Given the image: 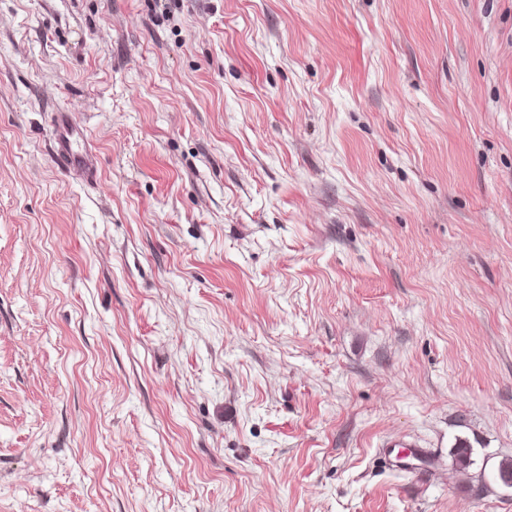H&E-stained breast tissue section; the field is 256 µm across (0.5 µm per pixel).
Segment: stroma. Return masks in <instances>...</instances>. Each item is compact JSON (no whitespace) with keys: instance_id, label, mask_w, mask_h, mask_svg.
I'll return each instance as SVG.
<instances>
[{"instance_id":"stroma-1","label":"stroma","mask_w":512,"mask_h":512,"mask_svg":"<svg viewBox=\"0 0 512 512\" xmlns=\"http://www.w3.org/2000/svg\"><path fill=\"white\" fill-rule=\"evenodd\" d=\"M506 459L512 0H0V512H512ZM53 156L69 172L79 174L87 183H98V169L88 149L75 146L86 137L84 128L75 123L68 112H57L52 121ZM396 448H406L404 452H408L410 458L415 459L424 465L425 459L429 457L428 452L423 448H418V445L413 441L406 442H386L380 449V455L384 461L390 464L392 467H397L395 463L402 464L404 457L400 450Z\"/></svg>"}]
</instances>
